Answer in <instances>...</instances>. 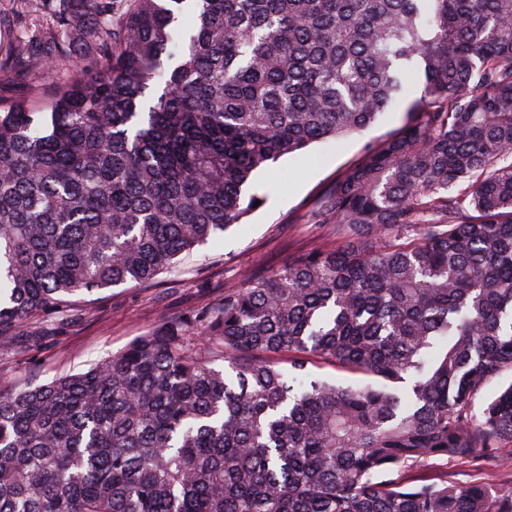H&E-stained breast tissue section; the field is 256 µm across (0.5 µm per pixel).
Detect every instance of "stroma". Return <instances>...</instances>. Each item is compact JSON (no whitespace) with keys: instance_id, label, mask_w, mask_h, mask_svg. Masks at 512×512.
Listing matches in <instances>:
<instances>
[{"instance_id":"stroma-1","label":"stroma","mask_w":512,"mask_h":512,"mask_svg":"<svg viewBox=\"0 0 512 512\" xmlns=\"http://www.w3.org/2000/svg\"><path fill=\"white\" fill-rule=\"evenodd\" d=\"M406 121V107L400 104L363 132L282 157L255 179V192L265 197L263 206L243 223L180 256L174 269L141 285L126 284L86 297L68 320L50 325L46 339L27 354L0 344V390H17L86 369L144 334L162 316L219 302L225 287L236 284L243 271L260 265L279 267L316 243H335V226L315 218L325 189L369 146L394 135ZM417 473H444L463 486L476 481L512 486V473L482 456L429 461Z\"/></svg>"}]
</instances>
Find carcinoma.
Returning a JSON list of instances; mask_svg holds the SVG:
<instances>
[{"label": "carcinoma", "mask_w": 512, "mask_h": 512, "mask_svg": "<svg viewBox=\"0 0 512 512\" xmlns=\"http://www.w3.org/2000/svg\"><path fill=\"white\" fill-rule=\"evenodd\" d=\"M0 341L148 282L252 176L408 123L324 195L344 240L244 272L88 369L0 392V512H512V0H13ZM321 360L366 380L312 377ZM446 472H448V480L463 486L476 481L486 482L494 486H512V473L499 468L497 462L494 463L490 458L482 456L460 459L448 462V464L440 461H429L409 475L433 477Z\"/></svg>", "instance_id": "cac0c4a2"}]
</instances>
